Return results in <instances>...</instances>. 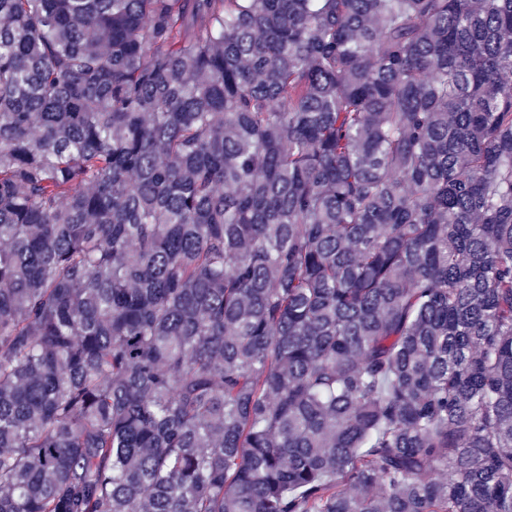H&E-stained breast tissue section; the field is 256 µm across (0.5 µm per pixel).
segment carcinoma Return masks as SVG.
Returning a JSON list of instances; mask_svg holds the SVG:
<instances>
[{
	"mask_svg": "<svg viewBox=\"0 0 512 512\" xmlns=\"http://www.w3.org/2000/svg\"><path fill=\"white\" fill-rule=\"evenodd\" d=\"M512 0H0V512H512Z\"/></svg>",
	"mask_w": 512,
	"mask_h": 512,
	"instance_id": "cac0c4a2",
	"label": "carcinoma"
}]
</instances>
